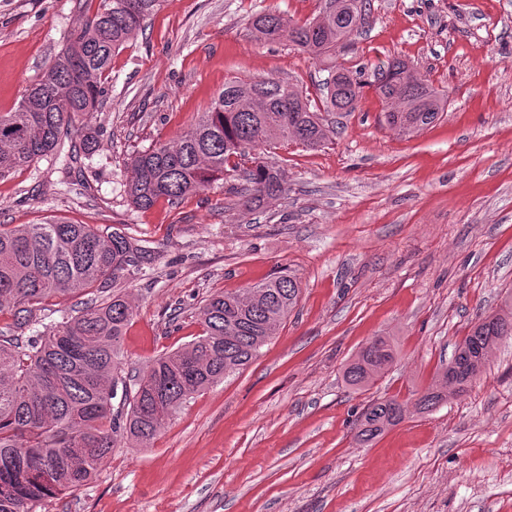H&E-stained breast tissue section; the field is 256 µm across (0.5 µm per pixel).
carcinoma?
Here are the masks:
<instances>
[{
  "mask_svg": "<svg viewBox=\"0 0 512 512\" xmlns=\"http://www.w3.org/2000/svg\"><path fill=\"white\" fill-rule=\"evenodd\" d=\"M161 2L101 0L94 16L71 30L16 107L0 112V179L52 154L69 136L75 115L102 111L112 56ZM365 2L323 0L319 15L303 24L260 14L250 36L321 56L368 24ZM405 68L397 60L371 81L341 69L326 83L325 111H352L368 87L386 103L390 129L409 135L434 123L448 104L446 91ZM328 139L319 110L295 86L270 78L232 80L176 142L130 158L125 192L134 207L149 209L161 198L176 201L219 180H240L243 205L257 209L287 190V171L257 159L242 170L241 160L274 140L314 149ZM152 261L151 248L110 225L48 219L0 230V314L11 316L0 326V512H33L37 503L78 489L119 437L148 446L187 399L256 358L298 302L296 279L282 271L242 293L211 297L200 308L203 333L153 360L132 393L118 353L133 310L117 284ZM110 284L112 293L60 322L46 308L53 298L92 294ZM511 335V308L490 322L479 319L452 359L461 376L443 367L418 398L420 409L431 411L448 392L465 391L489 352ZM393 358L390 344L377 338L345 369V381L365 387ZM119 389L129 403L116 408ZM403 417L397 400L373 401L360 416L357 437L368 443Z\"/></svg>",
  "mask_w": 512,
  "mask_h": 512,
  "instance_id": "obj_1",
  "label": "carcinoma"
}]
</instances>
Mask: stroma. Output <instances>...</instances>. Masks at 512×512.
Listing matches in <instances>:
<instances>
[{
  "instance_id": "obj_1",
  "label": "stroma",
  "mask_w": 512,
  "mask_h": 512,
  "mask_svg": "<svg viewBox=\"0 0 512 512\" xmlns=\"http://www.w3.org/2000/svg\"><path fill=\"white\" fill-rule=\"evenodd\" d=\"M100 0H0V112L65 45ZM320 0H164L112 57L92 159L35 161L0 180V228L56 217L112 225L156 259L121 287L133 315L122 366L137 374L187 346L211 296L268 275L296 278L298 304L240 371L193 395L140 448L117 439L93 478L35 512H512V336L482 374L434 410L419 392L480 318L512 299V0H371L366 33L318 58L253 40L259 13L298 22ZM448 93L410 136L388 129L365 90L309 150L271 144L288 192L247 209L218 181L178 202L131 207L127 160L176 140L225 81L274 78L315 103L329 66L372 76L389 61ZM396 359L370 387L343 373L373 338ZM394 398L403 420L373 442L357 419Z\"/></svg>"
}]
</instances>
